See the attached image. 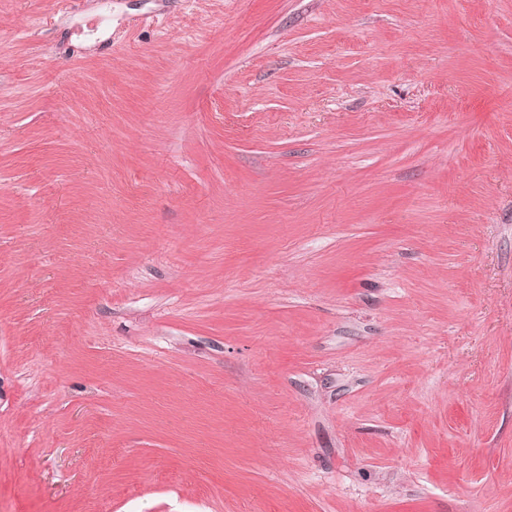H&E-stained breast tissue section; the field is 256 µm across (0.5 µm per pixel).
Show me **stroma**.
Returning a JSON list of instances; mask_svg holds the SVG:
<instances>
[{
	"label": "stroma",
	"instance_id": "1",
	"mask_svg": "<svg viewBox=\"0 0 512 512\" xmlns=\"http://www.w3.org/2000/svg\"><path fill=\"white\" fill-rule=\"evenodd\" d=\"M0 512H512V0H0Z\"/></svg>",
	"mask_w": 512,
	"mask_h": 512
}]
</instances>
